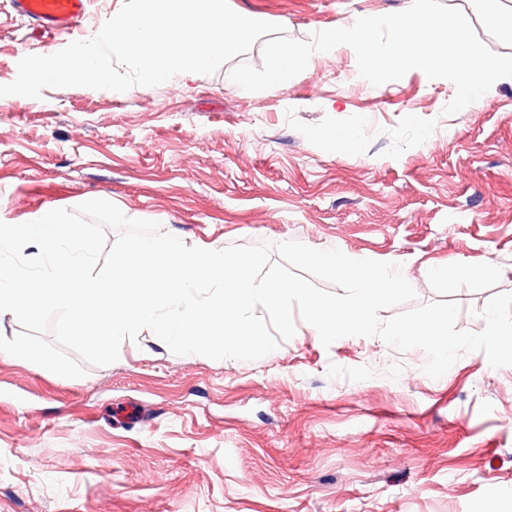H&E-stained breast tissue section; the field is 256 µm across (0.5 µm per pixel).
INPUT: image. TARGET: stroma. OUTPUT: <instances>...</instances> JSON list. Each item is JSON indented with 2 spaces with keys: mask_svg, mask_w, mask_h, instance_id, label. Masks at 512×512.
Listing matches in <instances>:
<instances>
[{
  "mask_svg": "<svg viewBox=\"0 0 512 512\" xmlns=\"http://www.w3.org/2000/svg\"><path fill=\"white\" fill-rule=\"evenodd\" d=\"M442 2L512 49L487 24L512 0ZM229 3L307 40L411 0ZM122 4L91 0L69 38L0 0V85ZM339 52L344 70L315 57L264 93L219 71L0 97V218L104 199L189 246L337 248L399 264L418 303L456 302L458 329L482 331L486 303L512 292V82L447 116L452 82L412 70L374 86ZM336 129L355 153L335 152ZM427 361L377 336L326 347L301 320L255 361L177 356L148 330L81 378L0 356V512H512V366L474 351L433 379Z\"/></svg>",
  "mask_w": 512,
  "mask_h": 512,
  "instance_id": "obj_1",
  "label": "stroma"
}]
</instances>
